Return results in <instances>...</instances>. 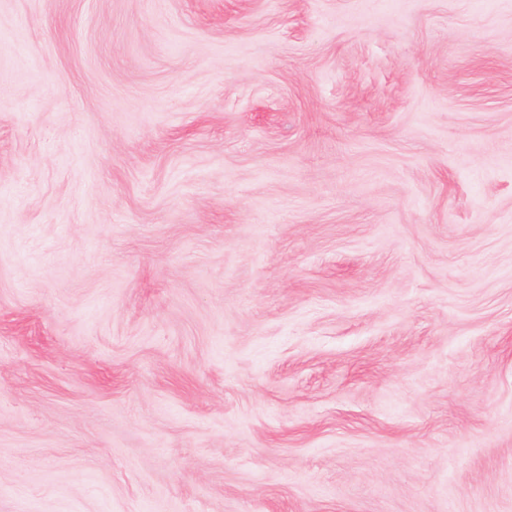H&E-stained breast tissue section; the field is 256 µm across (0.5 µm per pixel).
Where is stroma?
<instances>
[{"label": "stroma", "instance_id": "35a3bbf8", "mask_svg": "<svg viewBox=\"0 0 512 512\" xmlns=\"http://www.w3.org/2000/svg\"><path fill=\"white\" fill-rule=\"evenodd\" d=\"M0 512H512V0H0Z\"/></svg>", "mask_w": 512, "mask_h": 512}]
</instances>
